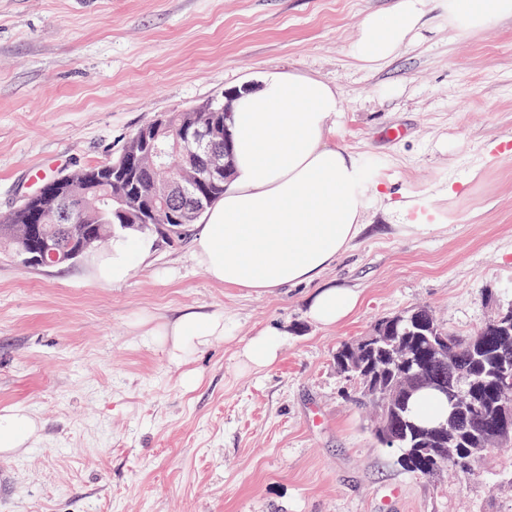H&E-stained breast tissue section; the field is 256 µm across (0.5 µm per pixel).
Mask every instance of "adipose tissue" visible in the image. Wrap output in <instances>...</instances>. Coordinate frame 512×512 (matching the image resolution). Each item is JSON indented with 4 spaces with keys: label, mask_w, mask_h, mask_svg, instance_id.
<instances>
[{
    "label": "adipose tissue",
    "mask_w": 512,
    "mask_h": 512,
    "mask_svg": "<svg viewBox=\"0 0 512 512\" xmlns=\"http://www.w3.org/2000/svg\"><path fill=\"white\" fill-rule=\"evenodd\" d=\"M429 2L395 0L388 12L367 16L351 46L353 58L374 68L408 46ZM447 11L449 28L466 35L512 17V0H448ZM340 110L336 89L292 73L268 75L235 101L236 177L193 239V257L212 281L257 292L308 283L351 248L363 224L365 195L355 159L336 142ZM151 250L146 240L120 236L88 263L97 281L118 284ZM357 303L349 289L323 287L308 314L331 326ZM230 333L223 315L203 311L184 312L149 331L179 362ZM36 433L29 413L0 409V454L15 452Z\"/></svg>",
    "instance_id": "obj_1"
}]
</instances>
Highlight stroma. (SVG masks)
Here are the masks:
<instances>
[{"label":"stroma","mask_w":512,"mask_h":512,"mask_svg":"<svg viewBox=\"0 0 512 512\" xmlns=\"http://www.w3.org/2000/svg\"><path fill=\"white\" fill-rule=\"evenodd\" d=\"M394 0H0V218L50 178L101 163L140 126L267 72L336 87V140L363 173L366 222L323 275L358 292L333 326L313 284L227 288L193 233L101 284L86 258L29 266L0 247V409L36 438L0 455V512H512V456L468 478L402 470L336 349L417 307L470 336L512 304V18L467 36L431 0L413 42L351 55ZM418 224L429 233L415 232ZM194 309L232 329L182 364L137 328ZM278 359L244 368L258 331ZM196 378L185 388L186 374Z\"/></svg>","instance_id":"35a3bbf8"}]
</instances>
